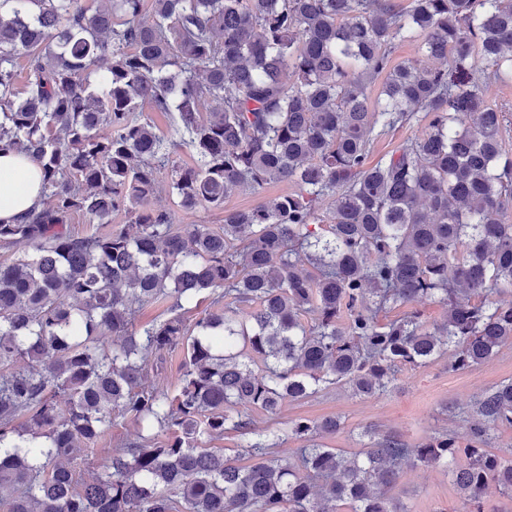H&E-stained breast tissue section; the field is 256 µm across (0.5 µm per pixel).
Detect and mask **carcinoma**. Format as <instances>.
I'll list each match as a JSON object with an SVG mask.
<instances>
[{"label": "carcinoma", "instance_id": "obj_1", "mask_svg": "<svg viewBox=\"0 0 512 512\" xmlns=\"http://www.w3.org/2000/svg\"><path fill=\"white\" fill-rule=\"evenodd\" d=\"M109 2L0 0V150L30 155L53 198L0 223L1 248L33 250L0 260L8 512H411L391 494L408 465L448 470L462 512H487L492 486L512 499V452H486L512 428V379L471 404L463 446L448 430L415 444L370 426L349 454L319 442L339 416L274 429L250 415L324 385L381 397L447 353L460 370L512 344V302L495 299L512 292V157L482 91L512 74V0H151L149 21L145 0ZM405 41L417 55L392 64ZM146 105L176 113L174 135L139 115ZM417 112L424 133L370 163L376 137ZM182 145L193 165L172 167L168 192L185 212L271 182L294 191L224 212L218 231H177L174 210L146 203ZM119 211L131 223L107 235L67 229L74 213L109 224ZM163 296L171 316L133 330V304ZM202 299L211 310L189 328L181 310ZM422 301L441 323L416 309L380 319ZM178 347L177 391L147 386L149 355ZM116 410L146 433L81 476L75 454ZM228 430L254 463L202 446ZM290 435L304 445L283 465L275 447Z\"/></svg>", "mask_w": 512, "mask_h": 512}]
</instances>
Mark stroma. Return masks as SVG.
<instances>
[{
    "instance_id": "obj_1",
    "label": "stroma",
    "mask_w": 512,
    "mask_h": 512,
    "mask_svg": "<svg viewBox=\"0 0 512 512\" xmlns=\"http://www.w3.org/2000/svg\"><path fill=\"white\" fill-rule=\"evenodd\" d=\"M292 189L289 183H271L257 194L236 192L225 199L223 208L176 213L174 227L181 231L190 224H206L219 229L224 224L225 211L251 208ZM448 362L444 356L427 368L403 373L396 389L381 398L354 397L346 389L331 385L305 402L285 404L276 417L256 410L251 416L256 425L272 428L285 426L300 416L312 420L342 416L344 430L326 437L325 443L351 453L362 450L357 432L369 424L400 433L412 443L445 429L455 431L463 440L468 433L464 412L474 398L496 383L512 378V345L503 347L491 360L464 370H451ZM136 435L137 427L131 417L114 415L111 430L99 441V452L79 454L75 461L77 469L85 474L102 469L107 462L106 448L120 439H135ZM393 493L413 512H459L462 506L461 493L447 471L440 468H404Z\"/></svg>"
}]
</instances>
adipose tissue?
Listing matches in <instances>:
<instances>
[{"label":"adipose tissue","instance_id":"obj_1","mask_svg":"<svg viewBox=\"0 0 512 512\" xmlns=\"http://www.w3.org/2000/svg\"><path fill=\"white\" fill-rule=\"evenodd\" d=\"M43 199L38 165L13 150L0 152V223L12 224Z\"/></svg>","mask_w":512,"mask_h":512}]
</instances>
